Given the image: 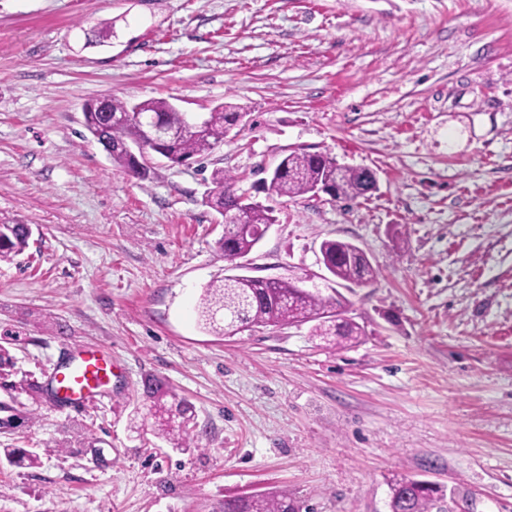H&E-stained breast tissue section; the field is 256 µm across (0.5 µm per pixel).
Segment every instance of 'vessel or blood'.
<instances>
[{
  "instance_id": "obj_1",
  "label": "vessel or blood",
  "mask_w": 512,
  "mask_h": 512,
  "mask_svg": "<svg viewBox=\"0 0 512 512\" xmlns=\"http://www.w3.org/2000/svg\"><path fill=\"white\" fill-rule=\"evenodd\" d=\"M112 366L102 356L86 352L68 358L51 377V397L56 405L75 409L110 382Z\"/></svg>"
}]
</instances>
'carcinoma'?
Returning <instances> with one entry per match:
<instances>
[{
	"instance_id": "carcinoma-1",
	"label": "carcinoma",
	"mask_w": 512,
	"mask_h": 512,
	"mask_svg": "<svg viewBox=\"0 0 512 512\" xmlns=\"http://www.w3.org/2000/svg\"><path fill=\"white\" fill-rule=\"evenodd\" d=\"M112 113L125 115L121 122L108 123L98 103L91 100L83 106L86 130L103 146L112 162L135 176L145 178L146 171L134 172V162L127 147L145 137L144 123L159 127L178 125L183 113L165 99H150L136 104L113 98ZM240 112L231 105L219 104L209 113L204 130L190 131L169 145L161 156L175 165L209 155L224 141L229 125ZM214 205L224 215V235L216 241L225 259L230 263L249 252L257 243L256 234L275 222L272 210L257 203L247 202V232L237 229L232 215L224 212L225 201H238L245 197L234 189L235 178L217 168L212 172ZM324 184L334 191L333 198L354 201L366 194L365 170L345 168L338 170L336 160L324 153L293 151L287 154L264 180L265 190L278 197H297L315 191ZM29 225L0 221V261L10 262L24 253L29 245ZM320 249L327 262L330 275L339 285L364 284L370 281L375 269L369 259L355 256L354 244L326 239ZM346 312L342 297L325 298L320 293L301 288L292 280L245 279L226 276L210 283L201 295L198 316L204 329L215 335L231 337L255 327L298 326L313 323V335L327 344L342 347L357 342L365 335L364 327ZM151 404L143 421L157 435L177 436L185 439L184 447H191L189 439L193 429L194 413L188 403L150 392ZM389 512H448L447 495L441 486L421 485L406 475L390 480ZM224 512H302V505L288 490L276 493H255L246 497L224 500Z\"/></svg>"
}]
</instances>
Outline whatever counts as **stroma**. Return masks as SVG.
<instances>
[{
  "label": "stroma",
  "mask_w": 512,
  "mask_h": 512,
  "mask_svg": "<svg viewBox=\"0 0 512 512\" xmlns=\"http://www.w3.org/2000/svg\"><path fill=\"white\" fill-rule=\"evenodd\" d=\"M243 108L203 163L113 164L86 101ZM376 172L352 202L260 189L290 151ZM276 222L239 274L342 296L366 334L205 331L230 272L213 169ZM0 512H222L288 489L310 512H389L396 474L469 512H512V0H0ZM407 237L395 248L393 230ZM374 280H323L322 240ZM110 351L82 407L47 389L65 355ZM195 411L198 447L141 426L148 379ZM29 225L0 221V261L10 262L29 245Z\"/></svg>",
  "instance_id": "stroma-1"
}]
</instances>
